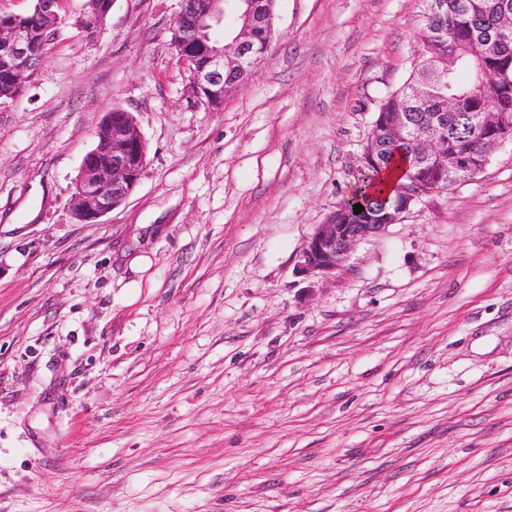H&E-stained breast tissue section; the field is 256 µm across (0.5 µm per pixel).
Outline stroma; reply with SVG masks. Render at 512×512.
<instances>
[{"label": "stroma", "instance_id": "1", "mask_svg": "<svg viewBox=\"0 0 512 512\" xmlns=\"http://www.w3.org/2000/svg\"><path fill=\"white\" fill-rule=\"evenodd\" d=\"M84 4L0 99V512H512V141L336 275L298 269L420 65V0H276L216 112L180 0L92 32ZM115 105L147 164L82 224Z\"/></svg>", "mask_w": 512, "mask_h": 512}]
</instances>
